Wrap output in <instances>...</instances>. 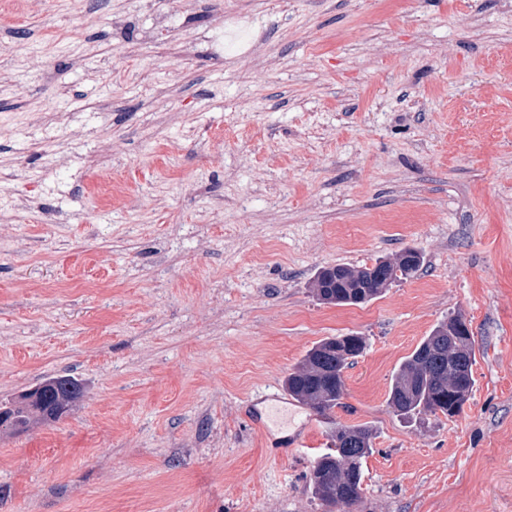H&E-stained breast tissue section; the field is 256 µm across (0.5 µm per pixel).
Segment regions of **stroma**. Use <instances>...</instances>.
<instances>
[{
  "instance_id": "obj_1",
  "label": "stroma",
  "mask_w": 512,
  "mask_h": 512,
  "mask_svg": "<svg viewBox=\"0 0 512 512\" xmlns=\"http://www.w3.org/2000/svg\"><path fill=\"white\" fill-rule=\"evenodd\" d=\"M407 246L380 298L313 297ZM452 313L463 412L395 415ZM351 332L331 418L252 423ZM53 375L84 395L0 435V512H326L338 423L374 430L352 512H512V0H0V402ZM423 266L422 255L414 248H403L381 256L371 264H336L319 269L310 290L323 304H361L381 297L396 283L414 278Z\"/></svg>"
}]
</instances>
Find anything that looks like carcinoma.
Segmentation results:
<instances>
[{"instance_id": "cac0c4a2", "label": "carcinoma", "mask_w": 512, "mask_h": 512, "mask_svg": "<svg viewBox=\"0 0 512 512\" xmlns=\"http://www.w3.org/2000/svg\"><path fill=\"white\" fill-rule=\"evenodd\" d=\"M422 255L403 248L372 263L338 264L319 269L310 290L323 304H361L382 296L393 285L417 275ZM365 338L354 334L327 337L309 349L285 379L288 394L320 416L329 415L344 393V372L360 356ZM475 347L469 324L461 314L437 323L395 370L388 406L399 416L430 414L454 417L461 413L473 387ZM83 395L78 379L60 375L45 380L43 403L11 399L2 404L21 431L59 420ZM373 429L368 424L338 425L333 448L319 455L309 474L312 494L326 508H351L362 499L364 462L372 453Z\"/></svg>"}]
</instances>
